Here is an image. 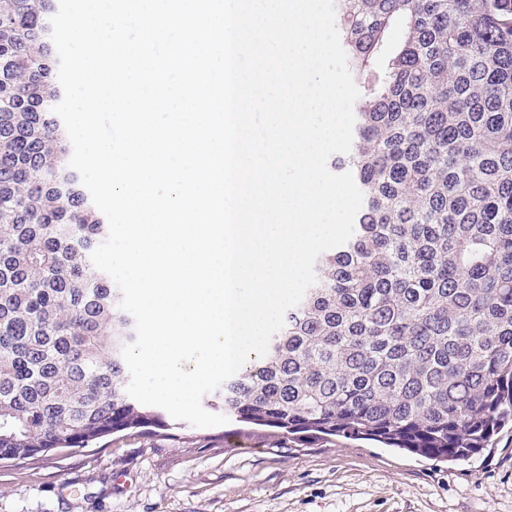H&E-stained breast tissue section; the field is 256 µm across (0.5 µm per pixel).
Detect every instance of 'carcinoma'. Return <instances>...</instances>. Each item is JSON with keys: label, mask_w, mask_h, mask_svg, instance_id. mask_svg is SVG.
Segmentation results:
<instances>
[{"label": "carcinoma", "mask_w": 512, "mask_h": 512, "mask_svg": "<svg viewBox=\"0 0 512 512\" xmlns=\"http://www.w3.org/2000/svg\"><path fill=\"white\" fill-rule=\"evenodd\" d=\"M55 2L0 0L1 463L176 429L126 393L135 322L91 262L108 222L52 112ZM336 23L355 232L207 405L297 446L467 461L512 424V0H341Z\"/></svg>", "instance_id": "1"}]
</instances>
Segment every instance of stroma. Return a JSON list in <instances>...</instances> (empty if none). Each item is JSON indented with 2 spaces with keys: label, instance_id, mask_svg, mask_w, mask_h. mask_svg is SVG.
<instances>
[{
  "label": "stroma",
  "instance_id": "1",
  "mask_svg": "<svg viewBox=\"0 0 512 512\" xmlns=\"http://www.w3.org/2000/svg\"><path fill=\"white\" fill-rule=\"evenodd\" d=\"M235 423L0 463V512H512V429L467 461L334 437L277 447Z\"/></svg>",
  "mask_w": 512,
  "mask_h": 512
}]
</instances>
